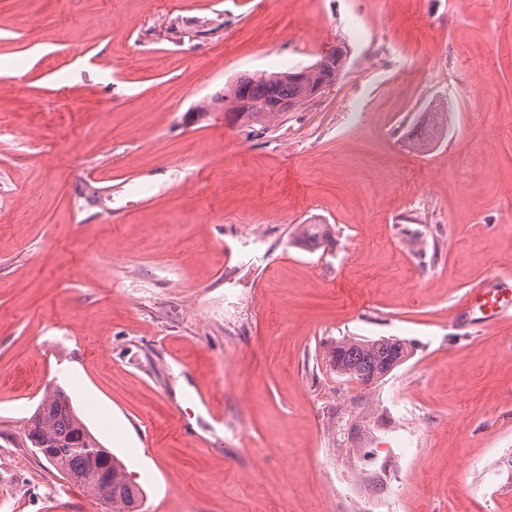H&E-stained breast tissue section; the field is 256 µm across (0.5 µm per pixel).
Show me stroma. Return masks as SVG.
<instances>
[{
    "label": "stroma",
    "mask_w": 512,
    "mask_h": 512,
    "mask_svg": "<svg viewBox=\"0 0 512 512\" xmlns=\"http://www.w3.org/2000/svg\"><path fill=\"white\" fill-rule=\"evenodd\" d=\"M176 2L0 0V512H106L25 438L58 387L143 512H512V323L469 327L512 275V0ZM340 39L267 129L194 118ZM345 336L413 353L365 387Z\"/></svg>",
    "instance_id": "stroma-1"
}]
</instances>
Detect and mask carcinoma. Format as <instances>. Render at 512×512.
I'll list each match as a JSON object with an SVG mask.
<instances>
[{
    "instance_id": "obj_1",
    "label": "carcinoma",
    "mask_w": 512,
    "mask_h": 512,
    "mask_svg": "<svg viewBox=\"0 0 512 512\" xmlns=\"http://www.w3.org/2000/svg\"><path fill=\"white\" fill-rule=\"evenodd\" d=\"M348 55L349 47L339 42L326 53L328 63L307 66L300 79L293 77L292 70L241 77L212 103L245 100L246 106L232 112L233 122L262 127L284 112L282 102L299 107L311 101L309 92L323 85L333 86L345 71ZM410 355L403 340L389 337L342 338L329 353L338 375L371 384ZM26 438L36 453L47 451L49 465L69 481L89 489L112 512H140L142 489L129 481L123 463L92 434L65 391L56 389L41 400L29 420Z\"/></svg>"
}]
</instances>
